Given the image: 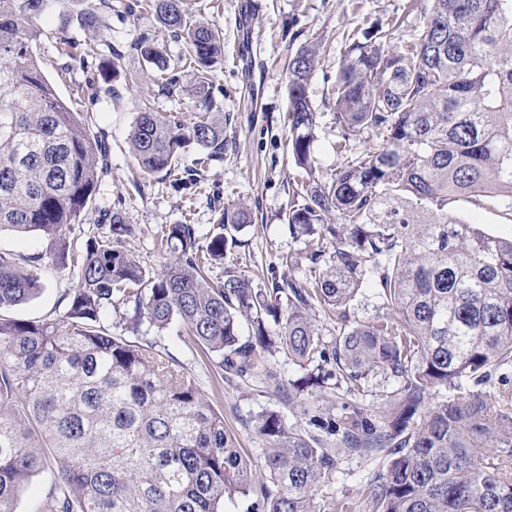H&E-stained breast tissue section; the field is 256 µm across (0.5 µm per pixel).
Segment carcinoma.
<instances>
[{
	"mask_svg": "<svg viewBox=\"0 0 512 512\" xmlns=\"http://www.w3.org/2000/svg\"><path fill=\"white\" fill-rule=\"evenodd\" d=\"M44 6L0 0V233L43 238L75 282L58 314L14 319L45 288L44 256L0 249V512H17L22 488L53 465L35 512H226L239 498L244 512H336L321 491L343 456L381 463L361 485L364 512H512V239L455 216L469 194L512 207V0H432L404 44L391 43L404 16L346 44L334 89L344 160L326 180L311 155L318 38L296 51L288 233L304 248L260 285L233 265L211 277L249 223L242 207L224 208L203 242L193 224L167 225L171 258L157 274L115 207H99L108 229L73 234L100 198L107 146L41 69ZM127 7L151 10L185 46L174 60L147 36L133 44L154 80L129 150L151 176L194 147L196 167L174 187L195 185L224 160L210 78L222 30L194 21L191 0ZM183 61L197 71L188 125L153 107L179 89ZM364 133L373 144L351 152ZM174 321L228 381L290 407L317 389L304 423L252 418L260 479L194 374L150 335ZM280 357L308 373L283 376ZM373 386L391 387L380 410L346 401Z\"/></svg>",
	"mask_w": 512,
	"mask_h": 512,
	"instance_id": "cac0c4a2",
	"label": "carcinoma"
}]
</instances>
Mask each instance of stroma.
I'll use <instances>...</instances> for the list:
<instances>
[{"instance_id":"35a3bbf8","label":"stroma","mask_w":512,"mask_h":512,"mask_svg":"<svg viewBox=\"0 0 512 512\" xmlns=\"http://www.w3.org/2000/svg\"><path fill=\"white\" fill-rule=\"evenodd\" d=\"M413 0H196L195 19L216 23L224 33V58L214 71V109L224 115L228 142L223 161L213 163L203 180L187 190H176L170 177L142 175L128 147L132 124L142 105V92L153 74L133 42L147 35L171 56L183 50L182 42L160 26L149 10L127 12L125 0L111 7L99 0H47L35 25L42 35L37 51L45 75L63 97H70L73 82L86 92L75 104L89 113L95 132L110 147L111 174L103 183V197L120 208L138 235L132 251L150 270H160L165 257L158 241L160 227L196 225L200 234L216 226L225 205L248 211L250 224L240 233L241 244L226 257L227 263L263 283L280 252L300 249L288 234V176L293 164L288 151V90L286 66L290 56L308 36L321 42L319 64L311 77L310 98L316 113L315 139L311 149L317 158V178L328 177L339 164L334 150L339 130L334 118L332 90L346 39L366 23L409 11ZM98 9L97 30L77 28L76 17ZM72 38L71 56L59 55L60 37ZM70 74H62V67ZM180 90L158 97L157 111L192 122L196 112L192 88L196 72L177 71ZM112 95H105L104 87ZM456 215L488 232L512 238V208L490 194L462 196ZM45 289L35 300L14 309L15 318L41 320L52 316L64 288L73 284L70 271L43 264ZM161 345L199 379L203 392L223 413L224 422L236 436L250 462H257L262 446L251 426L252 418L265 410L283 411L286 423L300 421L299 409L284 410L282 403L262 389L244 383L229 384L221 370L182 334L179 323L164 330ZM372 465L345 459L325 493L343 512H363L361 483Z\"/></svg>"}]
</instances>
